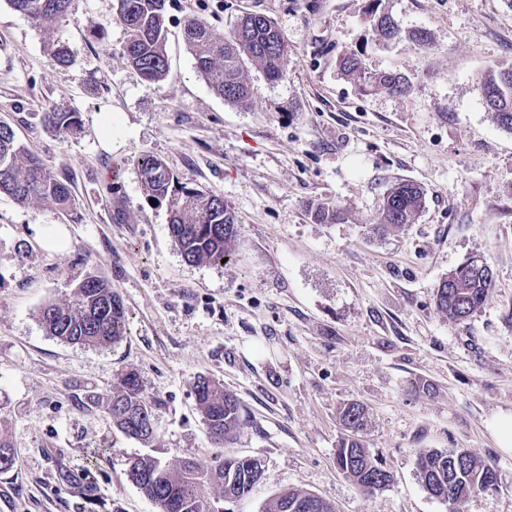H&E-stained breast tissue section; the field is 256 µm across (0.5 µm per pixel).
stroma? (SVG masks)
<instances>
[{
	"instance_id": "35a3bbf8",
	"label": "stroma",
	"mask_w": 512,
	"mask_h": 512,
	"mask_svg": "<svg viewBox=\"0 0 512 512\" xmlns=\"http://www.w3.org/2000/svg\"><path fill=\"white\" fill-rule=\"evenodd\" d=\"M367 0H168L169 74L150 82L124 56L127 33L113 0H71L40 26L0 0V123L52 165L74 207L20 205L0 195V423L15 464L0 472V512H157L133 493L127 460L148 453L209 466L220 453L260 459L266 478L247 497L212 500L213 512H261L298 487L337 512H448L417 476L419 453L465 448L495 466L500 484L459 512H512V131L486 112L483 72L512 64V0H383L429 45L376 42ZM267 16L288 62L273 81L255 64L240 107L200 76L183 39L187 17L229 35L242 15ZM76 52L66 68L49 48ZM394 70L407 92L367 90L340 57ZM76 112L65 133L45 112ZM111 115L121 130L100 134ZM162 159L179 181L223 197L240 234L221 265L186 262L169 213L146 197L138 169ZM421 185L412 224H374L396 180ZM344 213L317 224L313 204ZM122 212L115 221L114 212ZM495 282L467 322L448 319L434 293L469 258ZM122 298L127 334L106 348L69 345L38 320L87 275ZM137 370L155 403L158 435L146 446L112 423L106 404L122 373ZM223 381L247 423L216 447L198 413L199 377ZM367 408L366 448L393 480L368 494L336 466L339 413ZM102 497L72 495L62 474L89 456Z\"/></svg>"
}]
</instances>
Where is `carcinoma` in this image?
I'll use <instances>...</instances> for the list:
<instances>
[{
	"label": "carcinoma",
	"mask_w": 512,
	"mask_h": 512,
	"mask_svg": "<svg viewBox=\"0 0 512 512\" xmlns=\"http://www.w3.org/2000/svg\"><path fill=\"white\" fill-rule=\"evenodd\" d=\"M116 15L128 33L124 55L127 62L150 81L164 79L169 71L165 51L166 0H115ZM16 11L39 25H49L64 17L70 0H9ZM382 0H368L366 14L373 31L389 42L400 38L401 31L392 16L379 11ZM184 39L194 58L195 69L211 88L225 100L245 106L250 91L243 78L244 60L263 68L272 80L285 72L288 45L275 24L265 15L248 14L228 38L217 36L199 20L184 24ZM51 59L58 66L75 60L74 50L58 44ZM339 69L357 78L369 89L402 91L409 86L406 77L387 70L368 72L358 53L349 52L339 61ZM478 89L483 104L498 125L512 130V65H501L481 75ZM47 122L57 128L73 130L78 126L74 112H47ZM142 186L147 196L166 205L169 235L186 261L193 264H221L232 255L238 237V220L224 199L200 187L179 181L158 158H144L139 164ZM0 195L18 204L49 202L61 212L70 210L72 193L52 166L26 148L14 129L0 123ZM425 203L420 185L410 180L394 183L384 196L376 227L401 229L413 223ZM310 213L318 224H339L344 213L318 204ZM494 282L487 263L471 258L448 273L435 290L437 309L457 322H465L483 305ZM46 332L68 344L107 347L125 336L126 310L111 283L91 275L72 289L66 300L49 302L39 312ZM198 411L211 437L218 443L233 438L243 425V407L236 393L224 384L201 377L194 388ZM113 424L127 437L151 443L156 439L155 402L143 391L140 375L129 370L107 399ZM366 410L349 403L341 411L347 431L336 446V465L356 485L374 493L391 482V474L364 448L358 433L365 427ZM420 482L433 498L448 502L450 512L477 492L496 485L497 471L464 448L426 450L417 458ZM263 465L254 458L219 457L206 471L197 463L183 459L175 465L152 456L129 460L130 484L152 501L158 512H210L206 490L214 489L224 498H243L264 480ZM63 477L74 493L89 500L100 498V488L90 480V471ZM315 499L316 512H334L321 497L295 487L281 490L263 512H285V503Z\"/></svg>",
	"instance_id": "cac0c4a2"
}]
</instances>
